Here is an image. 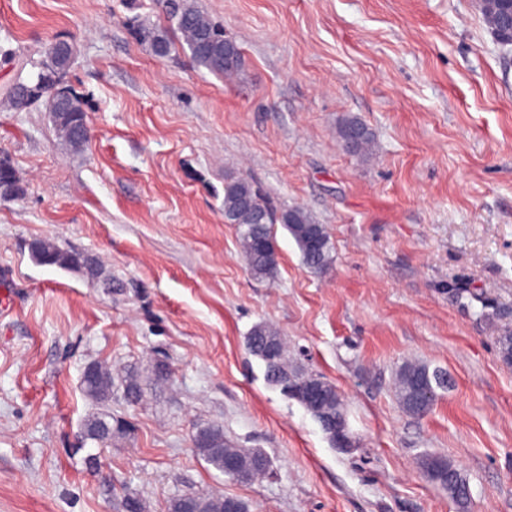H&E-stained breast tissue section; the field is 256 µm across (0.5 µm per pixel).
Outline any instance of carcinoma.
<instances>
[{
	"instance_id": "1",
	"label": "carcinoma",
	"mask_w": 512,
	"mask_h": 512,
	"mask_svg": "<svg viewBox=\"0 0 512 512\" xmlns=\"http://www.w3.org/2000/svg\"><path fill=\"white\" fill-rule=\"evenodd\" d=\"M480 11L487 27L494 30L504 8L500 0H480ZM167 26L142 23L138 27L139 41L151 51L161 47L173 49L178 45L188 48L198 66L224 78L239 76L245 67L243 51H238L235 66H224V28L200 10L193 0H164ZM72 48L60 40H52L40 51L39 60L33 62L38 69L33 83L18 81L3 93L0 101L15 110H22L31 102H43L45 111L60 137L69 146L80 149L86 140L80 135L88 127L84 101L74 96L62 104L57 89L59 78L66 75L71 65ZM24 195V188L12 167L0 168V200L11 201ZM265 214L262 224L255 223V215ZM224 219L237 226L241 251L253 276L268 277L277 269V251L271 226L284 225L297 243L305 264L322 273L331 264V243L322 224L314 223L300 207L275 208L268 197L253 182L239 178L224 184ZM34 255L48 266L73 270L98 277L100 268L96 260L82 252L64 249L44 239L30 244ZM250 352L266 366V377L276 383L278 377L290 375L295 383L292 398L302 404L316 419L334 422L345 419L344 402L336 387L324 377L302 372L288 364V351L280 333L266 323L255 325L248 336ZM436 389L442 385L437 373L429 372L427 365L404 362L396 377V392L402 408L410 415L425 413L418 404V385ZM82 390L87 398L101 405L100 411L84 422L85 439L98 444L107 443L126 434L125 422L112 412V400L135 403L143 396L141 383L129 372L112 374L96 363L92 372L81 377ZM192 441L204 460L229 478L247 482L263 475L255 466L256 450L243 448L224 438L219 424L208 426L205 437ZM424 476L435 484L449 487L462 482L453 468L439 474L424 471ZM239 499L229 496L186 493L170 501L168 512H179L189 506V512H226L229 502Z\"/></svg>"
}]
</instances>
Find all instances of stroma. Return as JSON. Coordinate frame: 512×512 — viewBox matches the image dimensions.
Listing matches in <instances>:
<instances>
[{
  "label": "stroma",
  "mask_w": 512,
  "mask_h": 512,
  "mask_svg": "<svg viewBox=\"0 0 512 512\" xmlns=\"http://www.w3.org/2000/svg\"><path fill=\"white\" fill-rule=\"evenodd\" d=\"M242 48L227 82L189 51L159 58L133 31L159 0H0V91L32 74L43 43L74 50L67 83L91 136L72 149L42 104L0 106V156L24 196L0 201V512H167L190 492L249 512H458L419 468L450 460L468 512H512V46L477 0H196ZM361 119L372 154L337 129ZM245 178L305 209L333 246L308 268L284 225L259 280L224 221V182ZM48 239L93 255L98 279L38 264ZM115 289H108V282ZM279 331L291 364L332 383L355 443L333 447L248 349ZM407 360L445 383L425 415L400 406ZM136 373L113 403L133 430L83 440L85 365ZM169 378L153 384L156 363ZM262 449L268 474L207 464L197 428ZM356 120H358V119H356V118L346 119L342 123V125L339 129V137L345 143L346 147L349 150H351L355 153H358V154H362V155L369 154L372 150V142H373L371 133L369 132L368 128L365 127L361 121H359V120L356 121ZM354 124L362 125L365 128V132L359 139H357L356 141H354L350 144H347L346 143V131L351 125H354Z\"/></svg>",
  "instance_id": "35a3bbf8"
}]
</instances>
